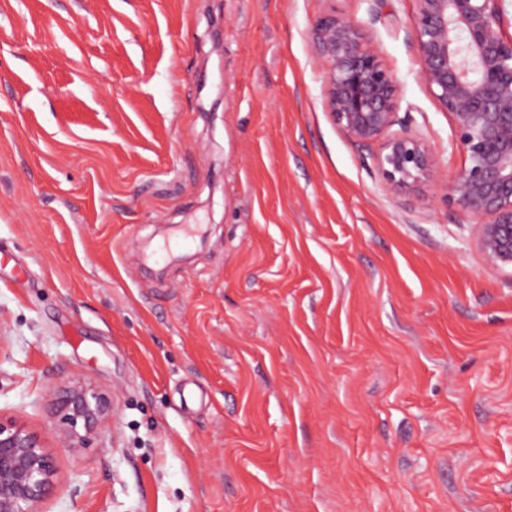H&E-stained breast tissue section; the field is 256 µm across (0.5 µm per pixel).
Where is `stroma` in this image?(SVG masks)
Instances as JSON below:
<instances>
[{"label": "stroma", "instance_id": "1", "mask_svg": "<svg viewBox=\"0 0 512 512\" xmlns=\"http://www.w3.org/2000/svg\"><path fill=\"white\" fill-rule=\"evenodd\" d=\"M414 10L0 0V421L55 460L42 512H512V269L442 183L381 182L310 38L368 25L452 173ZM55 400V413L64 424L60 438L68 448H81L101 430L109 412L105 393L92 384L64 387L57 391Z\"/></svg>", "mask_w": 512, "mask_h": 512}]
</instances>
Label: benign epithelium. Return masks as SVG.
Returning a JSON list of instances; mask_svg holds the SVG:
<instances>
[{
	"label": "benign epithelium",
	"mask_w": 512,
	"mask_h": 512,
	"mask_svg": "<svg viewBox=\"0 0 512 512\" xmlns=\"http://www.w3.org/2000/svg\"><path fill=\"white\" fill-rule=\"evenodd\" d=\"M411 41L418 75L452 121L464 165L445 173L425 140L398 117L399 84L362 26L326 14L312 28L324 71L323 102L353 145L377 146L388 188L411 192L445 183L448 204L472 224L487 263L512 268V35L504 29L508 0H415ZM399 129H394V126ZM109 412L92 384L57 391L62 443L80 448ZM55 473L37 436L0 422V512H41Z\"/></svg>",
	"instance_id": "1"
}]
</instances>
